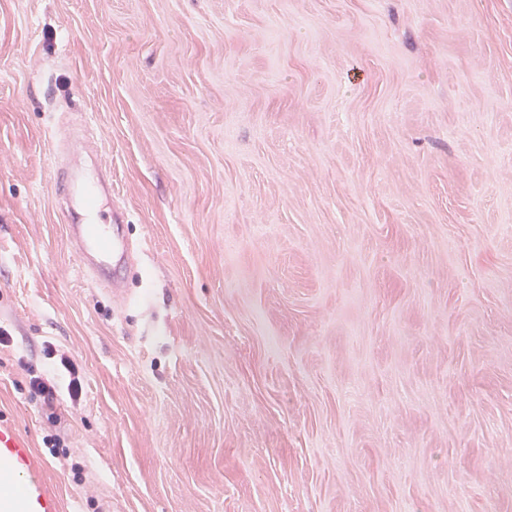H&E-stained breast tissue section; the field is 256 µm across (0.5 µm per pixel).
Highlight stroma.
<instances>
[{
	"mask_svg": "<svg viewBox=\"0 0 512 512\" xmlns=\"http://www.w3.org/2000/svg\"><path fill=\"white\" fill-rule=\"evenodd\" d=\"M0 327L62 512H512V0H0ZM87 202L88 224H69V235L78 250L83 270L108 286L113 296L117 297L123 292L119 283H112V276H108V280H102L100 277L105 266H112L114 252L120 250L124 254L126 248L112 239L111 224H92L96 211L91 196L87 197Z\"/></svg>",
	"mask_w": 512,
	"mask_h": 512,
	"instance_id": "obj_1",
	"label": "stroma"
}]
</instances>
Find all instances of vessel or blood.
Instances as JSON below:
<instances>
[{"instance_id":"b4317fda","label":"vessel or blood","mask_w":512,"mask_h":512,"mask_svg":"<svg viewBox=\"0 0 512 512\" xmlns=\"http://www.w3.org/2000/svg\"><path fill=\"white\" fill-rule=\"evenodd\" d=\"M68 230L83 270L93 277H101L104 267L111 265L114 252L121 248L120 243L113 240L109 225L72 224ZM0 467L30 478L20 512H61L56 493L38 477L40 466L28 442L15 428L1 423Z\"/></svg>"}]
</instances>
